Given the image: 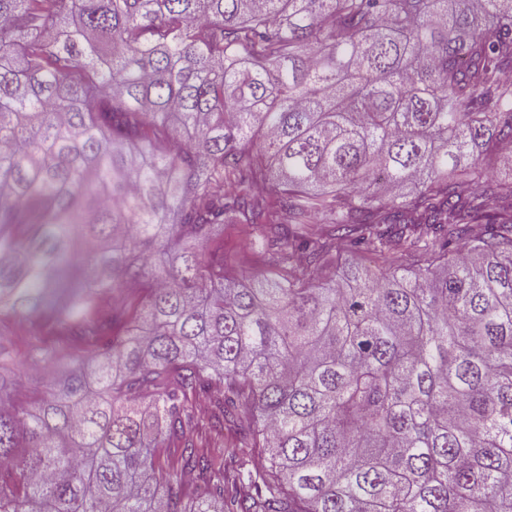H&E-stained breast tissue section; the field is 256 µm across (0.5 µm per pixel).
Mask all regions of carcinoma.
<instances>
[{
  "label": "carcinoma",
  "instance_id": "cac0c4a2",
  "mask_svg": "<svg viewBox=\"0 0 512 512\" xmlns=\"http://www.w3.org/2000/svg\"><path fill=\"white\" fill-rule=\"evenodd\" d=\"M509 73L512 0H0V326L74 348L0 330V512H512ZM258 236L257 227L224 225V260L229 271L246 278L268 273L263 254L258 253L253 245V240ZM394 262L388 259L386 254H380L371 250H351L345 243L336 242V248H332L324 257L323 274L326 276L337 272L345 263H354L362 267L368 268L373 272H385L389 270L393 264L405 263L410 257L403 256L398 259L396 256ZM10 332L14 335L12 337L15 340V344L23 353H27L31 347L44 341V337L39 336V334L28 323L11 326ZM36 373L37 368L32 360H27V365L22 366L17 372V386L20 388L23 397L29 401L34 400L38 393L39 379ZM195 413L199 418L198 426L190 433V437L201 450L219 458L224 455V480L232 482L240 465L244 462L253 471L260 470L262 457L251 448H237L239 445L237 429L232 424H224V434L211 432L206 425L210 415L211 401L200 397L193 401Z\"/></svg>",
  "mask_w": 512,
  "mask_h": 512
}]
</instances>
